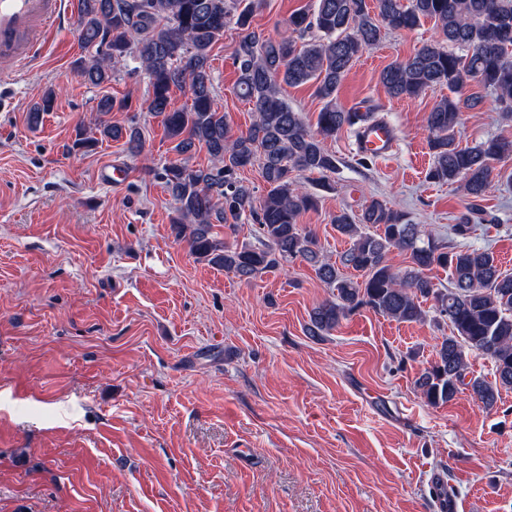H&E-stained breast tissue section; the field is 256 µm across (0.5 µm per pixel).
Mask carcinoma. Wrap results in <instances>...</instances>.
<instances>
[{"mask_svg": "<svg viewBox=\"0 0 512 512\" xmlns=\"http://www.w3.org/2000/svg\"><path fill=\"white\" fill-rule=\"evenodd\" d=\"M77 2L80 39L95 49L92 58L75 62L83 80L103 86L112 81L113 63L137 60L149 82L148 110L162 117L172 150L184 155L204 147L210 155L205 167L175 161L158 173L174 201L176 240L186 242L196 259L245 280L298 259L309 263L330 293L309 314L312 337L330 333L364 308L409 323L423 322L433 312V320L447 324L450 335L436 345L437 360L416 378V392L430 406L467 391L484 410L496 408L500 391L512 389V273L502 270L491 250L439 241L406 212L376 198L355 217L344 210L332 217L336 231L350 241L332 262L323 257L315 233L297 223L319 202L298 175L316 174L320 190H336V155L324 141L379 110L342 107L339 87L360 54L379 43L384 32L412 31L431 21L442 39L387 65L379 82L397 98L441 92L426 117L433 157L427 178L461 183L472 199L471 211L478 210L495 186L492 163L512 159V138L494 136L460 146L455 135L462 112L475 107L460 91L475 82L512 114V0H315L312 10L289 18L292 31L308 37L301 44L256 31V0ZM231 24L238 30L232 52L235 91L254 112L247 129L237 133L216 103L209 65L213 45ZM311 81L323 101L314 128L282 95L285 85ZM183 89L192 104L175 109L173 93ZM126 107L123 100L102 96L98 131L104 138H125L126 150L136 156L144 144L140 127H118L109 120L112 111ZM97 143L79 127L71 149L88 152ZM254 164L266 184L260 197L240 177ZM246 218L253 221L256 243L233 245L212 235L217 224L234 234ZM393 249L409 254L410 265L394 268ZM434 268L448 272V286L428 275ZM471 354L490 359L494 380L469 371Z\"/></svg>", "mask_w": 512, "mask_h": 512, "instance_id": "cac0c4a2", "label": "carcinoma"}]
</instances>
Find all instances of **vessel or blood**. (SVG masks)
<instances>
[{
	"label": "vessel or blood",
	"instance_id": "1",
	"mask_svg": "<svg viewBox=\"0 0 512 512\" xmlns=\"http://www.w3.org/2000/svg\"><path fill=\"white\" fill-rule=\"evenodd\" d=\"M64 0H0V85L10 81L44 53L61 16ZM396 137L385 123L368 121L358 129L356 147L369 158L391 155Z\"/></svg>",
	"mask_w": 512,
	"mask_h": 512
}]
</instances>
